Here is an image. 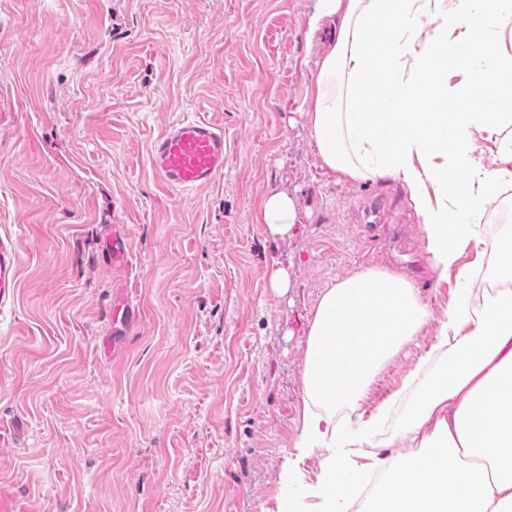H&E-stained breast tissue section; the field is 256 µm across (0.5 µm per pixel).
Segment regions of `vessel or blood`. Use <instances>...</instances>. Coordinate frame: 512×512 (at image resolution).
Returning a JSON list of instances; mask_svg holds the SVG:
<instances>
[{"label": "vessel or blood", "instance_id": "vessel-or-blood-1", "mask_svg": "<svg viewBox=\"0 0 512 512\" xmlns=\"http://www.w3.org/2000/svg\"><path fill=\"white\" fill-rule=\"evenodd\" d=\"M150 163L155 179L177 191L211 184L224 171V131L202 120H184L169 126L151 145ZM19 251L0 240V296L16 286Z\"/></svg>", "mask_w": 512, "mask_h": 512}]
</instances>
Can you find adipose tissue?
Returning <instances> with one entry per match:
<instances>
[{
    "label": "adipose tissue",
    "instance_id": "ef3b65f1",
    "mask_svg": "<svg viewBox=\"0 0 512 512\" xmlns=\"http://www.w3.org/2000/svg\"><path fill=\"white\" fill-rule=\"evenodd\" d=\"M420 0H318L319 59L307 113L323 165L409 190L434 270L464 287L400 388L369 405L387 363L429 321L408 279L365 270L326 288L308 331L296 447L327 449L308 495L314 512H512V244L462 222L461 204L512 182V54L486 31L512 23V0H449L422 31ZM468 52H461V45ZM382 83L386 106L363 99ZM496 136L494 167L473 129ZM293 199L271 194L261 221L288 235ZM476 261L460 266L465 249ZM408 443V453L396 447Z\"/></svg>",
    "mask_w": 512,
    "mask_h": 512
}]
</instances>
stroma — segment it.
Wrapping results in <instances>:
<instances>
[{"instance_id":"35a3bbf8","label":"stroma","mask_w":512,"mask_h":512,"mask_svg":"<svg viewBox=\"0 0 512 512\" xmlns=\"http://www.w3.org/2000/svg\"><path fill=\"white\" fill-rule=\"evenodd\" d=\"M317 0H0V512H275L297 458L312 312L365 269L427 262L410 193L324 168L305 111ZM202 118L224 172L173 191L153 140ZM288 193L285 237L259 221ZM125 238L128 259L107 245ZM288 286L272 288L273 271ZM433 312L366 402L432 345L457 269L414 276ZM139 313L112 320L116 290ZM19 251L13 242L0 240V296L12 293L16 286Z\"/></svg>"}]
</instances>
